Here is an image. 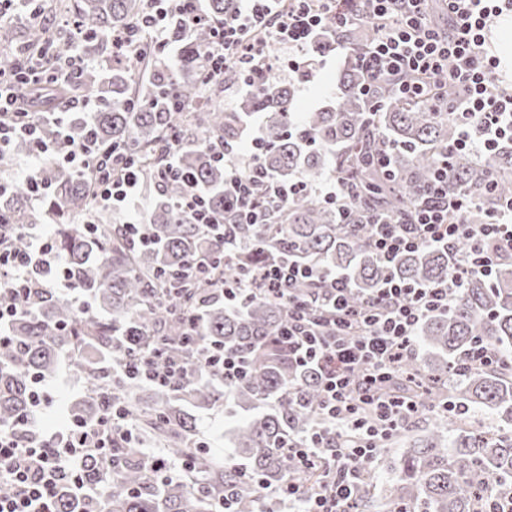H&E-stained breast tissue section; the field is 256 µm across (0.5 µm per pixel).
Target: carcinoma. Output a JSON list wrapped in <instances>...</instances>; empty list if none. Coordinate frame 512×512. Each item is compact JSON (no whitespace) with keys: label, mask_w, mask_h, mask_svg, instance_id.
Listing matches in <instances>:
<instances>
[{"label":"carcinoma","mask_w":512,"mask_h":512,"mask_svg":"<svg viewBox=\"0 0 512 512\" xmlns=\"http://www.w3.org/2000/svg\"><path fill=\"white\" fill-rule=\"evenodd\" d=\"M236 9L235 0H207L205 19L189 25L179 10L166 20L169 43L177 47L176 66L163 67L161 57L122 52L112 57L110 72L88 67L66 90H95L102 107L92 127L80 119L68 134L79 143L92 132L102 149L129 157L141 176L157 185L145 215L148 246L132 245L119 224L99 205L92 190L93 173L58 167L51 173L53 196L46 217L54 224L55 245L65 259L76 288L91 298L93 311L82 314L49 288H38L24 303L0 345V423L14 421L29 407L31 380L54 375L59 358L76 352V368L90 384L84 403L70 408L74 419L93 420L109 406L130 416L139 443L151 442L176 460L189 464L183 480H163L149 466L145 453L119 442L106 458L85 460L87 480L101 490L97 512H212L220 497L231 499L234 512H275L262 486L277 485L288 476L282 448L299 443L320 421L319 379L288 360L275 346L288 327L283 305L256 296L241 307L224 305V282L243 267L224 262V239L192 223L180 208L184 183H158V169L172 152L179 168L207 189L211 209L224 215V165L214 160L220 147L236 144L248 120L260 113L263 149L260 168L288 182L298 176L311 185L327 173L345 178L351 214L340 223L336 207L317 196L300 194L270 224H237L236 240L247 267L272 260L319 262L346 275L347 298L356 309L384 280L448 286V311L431 315L419 326L426 354L403 358L395 384L412 393L418 411L435 415L436 423L419 433L404 421L379 441L381 452L396 450L397 483L385 489L388 506H410L418 512H478L497 505V494H512V432L490 433L464 427L475 408L497 414L512 424V258L505 256L488 276H475L459 288L451 280L454 259L466 255L468 243L451 248L421 246L380 263L369 242V216L385 213L411 217L437 168H448V193L476 192L496 174V190L467 213L481 224L493 199L512 196V144L499 146L490 158L475 162L455 149L453 121L436 111L434 101L457 95L451 85L428 86V92L406 97L393 83L361 87L358 64L369 31L349 26L338 37L349 48L333 104L295 115V83L266 74L246 95L241 111L226 112L220 101L224 86L237 83L239 72L227 68L214 78L210 70L212 28ZM150 14L147 0H74L68 23L88 51L112 48V34ZM32 44L44 60L64 58L67 36L55 37L33 27ZM390 151L389 168L375 164ZM27 189L17 182L0 201V215L14 225L13 246L24 249ZM98 225L83 232L82 222ZM309 318L319 316L311 301L315 289L296 286ZM196 316L190 330L187 318ZM495 349L501 365L472 369L466 351L476 341ZM219 342L224 349L251 358L249 375L231 383L201 369L175 386H143L123 375L125 357L158 350L162 357L189 358L200 344ZM455 370L456 385L448 386ZM236 407L252 410L249 418L228 431L232 459L220 464L199 447L190 410L223 404L225 395ZM455 410L444 412L442 401ZM376 471L366 468L359 481L352 512L374 506Z\"/></svg>","instance_id":"cac0c4a2"}]
</instances>
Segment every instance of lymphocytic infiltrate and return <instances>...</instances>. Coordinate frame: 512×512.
<instances>
[{
	"mask_svg": "<svg viewBox=\"0 0 512 512\" xmlns=\"http://www.w3.org/2000/svg\"><path fill=\"white\" fill-rule=\"evenodd\" d=\"M180 0H153L151 13L141 23L113 34L112 49H138L168 54L170 46L163 22ZM431 0H352V11L342 12L334 0H237L235 13L213 29V66L223 72L232 66L243 72V87L255 88L265 71L261 64L268 41L303 50L311 47L327 23L344 28L353 21L370 26L374 37L360 60L369 82L394 79L401 94H422L421 78L440 80L459 89L448 112L458 129L460 146L477 145L484 154L495 152L512 139V90L500 88V61L486 44V33L496 18L512 11V0H440L448 18L447 29L428 20ZM54 124L60 136L42 135L44 124ZM63 111L29 112L22 95L10 83L0 81V152L17 139L25 140L28 158L35 167L26 176L30 203L44 200L52 187L48 168L67 163L85 170L96 166L95 193L126 218L123 231L134 244L143 243L138 186L140 176L131 163L113 165L111 155H99L95 142L69 143ZM263 134L251 124L249 148L224 149V196L230 207L216 216L205 207V191L191 177H184L182 208L194 223L220 224L224 259L238 261L241 250L233 237V225L262 224L267 214L296 194L312 192L348 214L350 200L340 178L329 177L319 186L303 181L278 183L258 173L256 162ZM473 195L451 197L448 172L437 170L425 198L409 221L384 214L372 217L371 245L380 261L392 262L418 246H449L465 239L471 253L451 268L457 285L473 276L490 273L495 256H512V198L500 199L482 224H471L466 213ZM25 249L11 246L6 228H0V295L12 296L0 304V342L19 313L16 299L33 289L49 288L79 312L92 309L85 294L74 288L64 258L54 248L41 225L24 227ZM306 282L321 287L322 319L306 320L294 285ZM344 275L318 265L295 261L277 262L241 273L224 286V301L236 305L256 295L274 298L288 312V326L278 343L297 367L318 372L321 387V424L301 443L283 450L290 465L286 481L272 489V496L287 504L288 512H343L354 498L360 473L376 460V442L402 423L413 410L412 402L389 394L386 385L403 355L412 348L419 323L429 314L448 309L444 285H415L400 280L384 281L366 310L355 311L345 298ZM200 367L235 381L247 376L249 360L217 346H202ZM122 371L138 382L169 387L187 377L190 366L176 357L157 360L142 357L123 362ZM57 378L32 381L30 407L16 421L0 423V512H57L61 496L92 506L99 496L97 485L82 476V464L92 453H104L117 441L133 438L128 415L115 408L93 422L68 421L51 434L37 428L38 414L48 401ZM322 469L320 485L305 489L301 472Z\"/></svg>",
	"mask_w": 512,
	"mask_h": 512,
	"instance_id": "f902f5d3",
	"label": "lymphocytic infiltrate"
}]
</instances>
